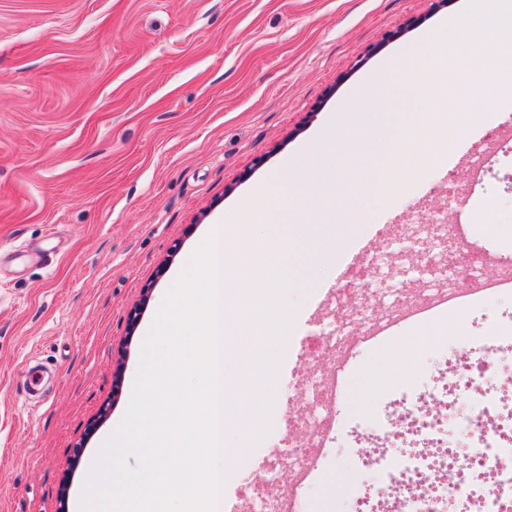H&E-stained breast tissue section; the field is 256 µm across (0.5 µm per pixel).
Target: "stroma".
<instances>
[{"instance_id":"35a3bbf8","label":"stroma","mask_w":512,"mask_h":512,"mask_svg":"<svg viewBox=\"0 0 512 512\" xmlns=\"http://www.w3.org/2000/svg\"><path fill=\"white\" fill-rule=\"evenodd\" d=\"M430 0H0V512H59L86 486L103 438L129 404L146 330L209 226L237 219L258 182L320 137L342 136L350 94L377 78L382 138L421 94L427 67L404 55L447 39ZM402 29L399 38L390 33ZM452 139L447 159L386 203L363 202L354 251L393 241L367 300L418 296L408 268L433 234L414 220L449 189L469 211L498 194L512 221V155L471 189V152L512 139V100ZM325 231L285 227L276 257L294 278L291 333L274 397L305 373L300 352L327 321L346 255L308 266ZM137 323H130V312ZM369 347L341 408L368 415L389 387ZM371 396L357 403L354 394ZM368 475L346 453L311 485L308 512H348L336 481Z\"/></svg>"}]
</instances>
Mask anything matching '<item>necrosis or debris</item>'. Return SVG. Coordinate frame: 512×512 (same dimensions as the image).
I'll return each mask as SVG.
<instances>
[{
	"mask_svg": "<svg viewBox=\"0 0 512 512\" xmlns=\"http://www.w3.org/2000/svg\"><path fill=\"white\" fill-rule=\"evenodd\" d=\"M475 297L431 285L419 302L374 312L351 309L345 324L329 323L311 345L308 385L296 394L346 397L350 356L393 336L391 327L466 309ZM454 351L428 363L423 378L393 387L381 413L367 421L299 411L288 423V450L265 469L261 490H246L249 512H304L310 449L319 465L334 462L347 434L353 465L369 473L350 493V512H512V335L499 321L459 332ZM290 473L280 486L281 473Z\"/></svg>",
	"mask_w": 512,
	"mask_h": 512,
	"instance_id": "obj_1",
	"label": "necrosis or debris"
}]
</instances>
